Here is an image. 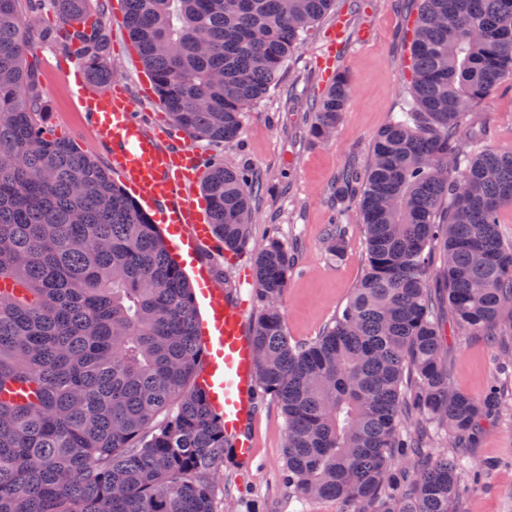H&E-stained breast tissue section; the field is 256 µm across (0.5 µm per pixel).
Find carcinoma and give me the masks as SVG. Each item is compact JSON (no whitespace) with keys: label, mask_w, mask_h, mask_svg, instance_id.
<instances>
[{"label":"carcinoma","mask_w":512,"mask_h":512,"mask_svg":"<svg viewBox=\"0 0 512 512\" xmlns=\"http://www.w3.org/2000/svg\"><path fill=\"white\" fill-rule=\"evenodd\" d=\"M21 0H0V512H219L228 443L195 383L202 365L192 288L157 224L108 170L47 119ZM80 35L90 0H52ZM126 24L163 109L190 139L230 142L334 0H125ZM406 103L375 137L359 194L365 273L334 322L291 343L281 300L288 251L254 256L258 383L286 422L288 486L347 512H455L467 449L502 414L504 388L452 387L427 293L426 248L463 336H496L512 359V151L490 148L469 109L512 74V0H418ZM112 75L102 35L81 49ZM351 97L337 74L316 108L329 140ZM246 170L210 160L202 191L226 250L252 221ZM337 211L325 239L344 251ZM415 434L402 432L401 415ZM449 435L448 450L422 447ZM416 457L409 473L400 458Z\"/></svg>","instance_id":"cac0c4a2"}]
</instances>
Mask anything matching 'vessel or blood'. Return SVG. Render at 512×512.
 Masks as SVG:
<instances>
[{"mask_svg": "<svg viewBox=\"0 0 512 512\" xmlns=\"http://www.w3.org/2000/svg\"><path fill=\"white\" fill-rule=\"evenodd\" d=\"M74 93L94 140L110 146V164L123 189L166 224L169 248L194 260L198 246L211 237L209 214L195 202L180 203L176 197L202 174L196 152L164 149L159 135L148 132L136 117L122 85L99 88L80 78ZM193 270L195 303L206 312L199 328L203 366L198 385L212 412L223 421L236 460H246L255 450L249 430L257 375L251 333L242 309L225 299L210 270L198 264Z\"/></svg>", "mask_w": 512, "mask_h": 512, "instance_id": "obj_1", "label": "vessel or blood"}]
</instances>
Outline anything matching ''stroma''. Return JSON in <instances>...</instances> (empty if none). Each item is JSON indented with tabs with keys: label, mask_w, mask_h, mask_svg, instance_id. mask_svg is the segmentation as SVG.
<instances>
[{
	"label": "stroma",
	"mask_w": 512,
	"mask_h": 512,
	"mask_svg": "<svg viewBox=\"0 0 512 512\" xmlns=\"http://www.w3.org/2000/svg\"><path fill=\"white\" fill-rule=\"evenodd\" d=\"M107 39L113 81L123 84L148 129L165 114L154 98L139 95L140 62L135 61L125 25L116 21L121 0H91ZM409 0H336L289 58L265 96L244 112L237 137L228 143L193 141L201 158L223 157L227 167L247 169L259 181L251 195L253 221L239 250H206L225 293H241L247 319H254L259 302L254 285H242L252 274L256 249L277 235L294 260L282 298L285 325L292 342L317 339L353 294L365 269L363 215L357 200H336V183L343 173L365 174L378 134L400 112L409 97L405 58ZM346 20L337 46L336 68L345 73L352 96L327 142L317 141L311 125L317 102L329 80L321 61L327 55V35L337 17ZM25 36L41 73L50 123L57 133L74 140L99 162L107 151L94 142L77 111L71 93L70 70L75 55L65 53L58 36L65 26L50 5L25 13ZM475 122H489L490 145L512 150V75L473 110ZM347 226L343 256L325 254L322 242L335 214ZM453 386L474 395L485 392L503 376L496 350L486 336H453L443 353ZM253 423L255 455L251 461L226 458L220 475L221 512H344L333 499L294 493L284 478L285 419L272 395L256 391ZM474 464L483 466L478 482L468 483L456 512H512V400L501 419L484 423Z\"/></svg>",
	"instance_id": "obj_1"
}]
</instances>
